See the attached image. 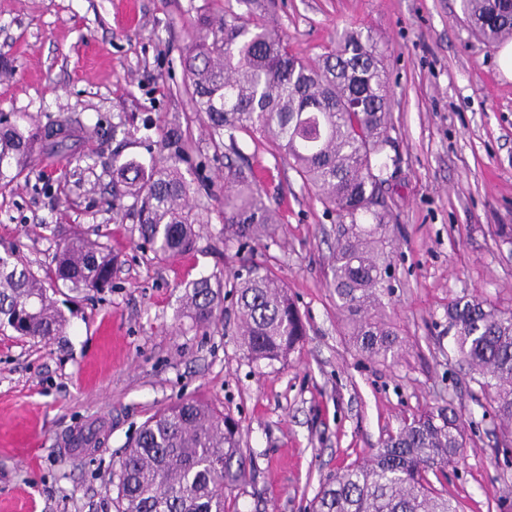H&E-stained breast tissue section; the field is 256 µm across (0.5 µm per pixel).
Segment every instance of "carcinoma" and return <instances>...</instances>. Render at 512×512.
I'll list each match as a JSON object with an SVG mask.
<instances>
[{"instance_id":"carcinoma-1","label":"carcinoma","mask_w":512,"mask_h":512,"mask_svg":"<svg viewBox=\"0 0 512 512\" xmlns=\"http://www.w3.org/2000/svg\"><path fill=\"white\" fill-rule=\"evenodd\" d=\"M215 20L197 16V36L183 59L194 110L205 119L215 149L238 137L264 139L288 158L317 198L337 218L336 253L329 287L345 317L347 335L361 354L384 360L399 354L397 329L382 318L392 294L391 210L386 200L392 146L390 86L382 51L370 36L345 28L316 63L288 51L284 36L258 11L256 0ZM471 29L486 42L512 39V0H461ZM48 134L0 121V192L10 190L33 161L35 144ZM158 160L146 168L129 161L117 169L114 197L133 199L139 238L163 262L195 248L196 225L207 224L209 205L181 170L200 174L206 159L183 136L180 124L162 120ZM224 223L238 241L263 236L280 223L276 208L256 187L248 165L225 164ZM54 268L33 271L20 256L0 257V328L56 341L67 319L46 279L77 294L108 286L117 256L87 231L57 232ZM239 336L255 363L285 361L307 336L288 291L268 267L251 263L234 276ZM223 278L202 277L184 292L183 316L198 327L224 318ZM454 348L486 392L495 417L512 424V309L479 295L448 303ZM466 447L457 413L437 404L404 422L374 453L323 484L312 512H459L434 487ZM116 512H225V503L250 477L238 423L198 400H182L149 417L115 472Z\"/></svg>"}]
</instances>
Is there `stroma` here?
I'll return each instance as SVG.
<instances>
[{
    "label": "stroma",
    "instance_id": "obj_1",
    "mask_svg": "<svg viewBox=\"0 0 512 512\" xmlns=\"http://www.w3.org/2000/svg\"><path fill=\"white\" fill-rule=\"evenodd\" d=\"M229 0H0V115L26 128L64 122L71 139L37 152L0 195V254L53 264L50 230H95L119 254L111 286L56 298L69 328L45 342L0 328V512H115L113 473L143 422L198 398L238 421L248 484L227 512H309L325 480L368 456L434 403L460 415L463 459L437 488L460 512H512V427L492 414L448 329V303L478 294L512 307V81L497 45L472 35L461 0H271L270 22L313 62L337 32L361 29L384 50L398 170L389 194L393 293L384 316L403 341L386 361L358 353L326 286L336 215L263 141L242 136L265 199L281 221L240 245L224 229V156L215 154L184 80L198 15ZM179 119L209 160L210 221L191 253L165 262L140 246L112 207L122 163L150 165L144 127ZM266 263L296 302L307 336L287 362L249 361L235 294L224 320L182 315L186 284L242 259ZM99 428L95 450L71 446Z\"/></svg>",
    "mask_w": 512,
    "mask_h": 512
}]
</instances>
